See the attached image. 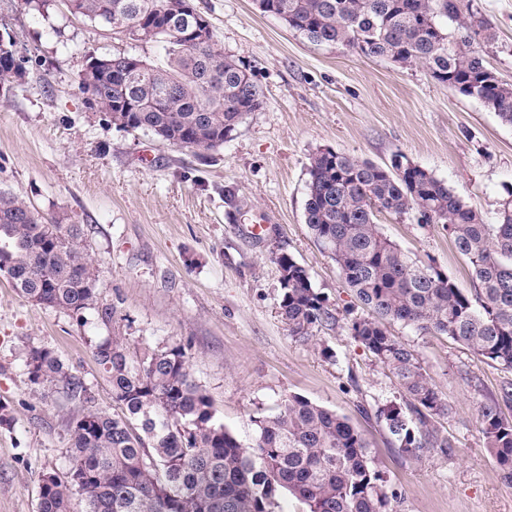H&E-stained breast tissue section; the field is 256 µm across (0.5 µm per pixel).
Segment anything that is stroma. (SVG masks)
<instances>
[{
  "instance_id": "1",
  "label": "stroma",
  "mask_w": 512,
  "mask_h": 512,
  "mask_svg": "<svg viewBox=\"0 0 512 512\" xmlns=\"http://www.w3.org/2000/svg\"><path fill=\"white\" fill-rule=\"evenodd\" d=\"M225 54L250 66L264 92L231 139L180 148L112 125L79 88L91 53L127 48L119 30L72 16L65 0L44 12L0 0L25 77L0 93V191L40 215L84 224L99 262L98 302L82 320L18 295L0 276V512H37L39 479L69 467L70 426L87 407L112 410V390L93 346L110 336L130 348L181 344L212 399L215 419L250 441L253 417L299 395L348 418L371 448L393 512H512L479 423L512 371L446 336L399 322L388 331L417 355L449 407L438 418L452 455L400 456L374 413L403 405L396 378L357 342L365 310L304 222L307 168L323 149L381 165L401 158L453 187L484 223L497 221L512 184V125L479 100L434 80L420 65L395 66L337 45H316L254 0H192ZM496 39L490 69L512 84V0H476ZM266 231L256 237L253 221ZM384 236L434 261L473 293L466 259L445 225L415 214L377 216ZM292 256L334 314L313 341L292 338L279 316L277 253ZM112 315H105V308ZM46 348L86 393L30 382V349Z\"/></svg>"
}]
</instances>
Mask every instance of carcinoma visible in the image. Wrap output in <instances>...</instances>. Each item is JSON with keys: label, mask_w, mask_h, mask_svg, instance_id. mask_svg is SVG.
Segmentation results:
<instances>
[{"label": "carcinoma", "mask_w": 512, "mask_h": 512, "mask_svg": "<svg viewBox=\"0 0 512 512\" xmlns=\"http://www.w3.org/2000/svg\"><path fill=\"white\" fill-rule=\"evenodd\" d=\"M166 0H68L71 15L114 28L141 14H160ZM308 41L338 45L397 65L421 64L438 82L481 101L512 125V84L488 67L495 39L479 5L460 0H256ZM456 23L451 34L443 20ZM133 42H153L159 57L135 50L111 54L112 66L81 73L80 89L127 130L160 133L164 142L214 149L263 105L251 69L224 55L217 41L193 49L180 30L143 28ZM22 78L0 56V85ZM414 212L420 224H444L469 262L478 288L465 294L434 262L413 259L387 239L379 213ZM305 224L336 261L356 299L369 310L349 330L397 378L405 407L380 408L376 420L398 452L420 460L453 453L435 431L442 400L417 355L389 333L397 321L446 335L475 354L512 370V185L504 187L497 223L486 224L465 199L427 170L392 161L381 166L332 150L308 165ZM281 271L280 316L289 335L311 340L333 315L307 270L275 254ZM0 276L26 299L80 319L98 299V263L84 226L41 216L0 191ZM94 356L112 384L116 416L90 409L71 426L69 468L41 475L38 512H71L75 495L86 512H282L292 496L302 512H390V496L375 456L349 420L305 397L290 396L278 413L253 418L245 443L214 421L213 403L193 379L181 345L130 351L125 338L97 343ZM36 385L82 382L49 350L26 357ZM512 383L481 407V431L503 480L512 483ZM150 447H145V441Z\"/></svg>", "instance_id": "cac0c4a2"}]
</instances>
